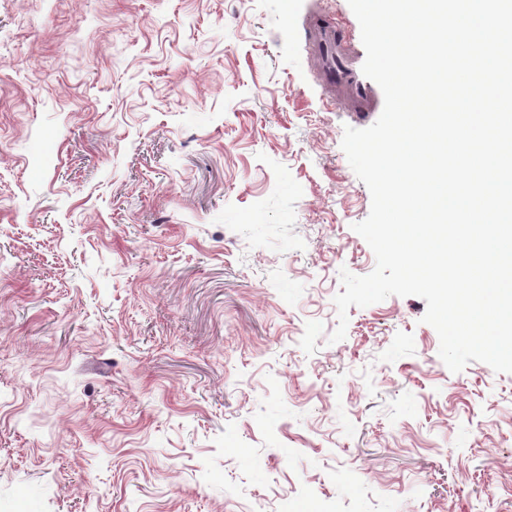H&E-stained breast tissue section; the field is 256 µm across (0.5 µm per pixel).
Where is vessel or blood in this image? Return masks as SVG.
<instances>
[{"mask_svg":"<svg viewBox=\"0 0 512 512\" xmlns=\"http://www.w3.org/2000/svg\"><path fill=\"white\" fill-rule=\"evenodd\" d=\"M307 46L322 84L351 112H372L379 108L376 88L362 72L360 53L351 52L342 27L316 19L307 30Z\"/></svg>","mask_w":512,"mask_h":512,"instance_id":"vessel-or-blood-1","label":"vessel or blood"}]
</instances>
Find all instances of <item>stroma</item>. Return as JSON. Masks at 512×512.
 Instances as JSON below:
<instances>
[{
    "label": "stroma",
    "instance_id": "obj_1",
    "mask_svg": "<svg viewBox=\"0 0 512 512\" xmlns=\"http://www.w3.org/2000/svg\"><path fill=\"white\" fill-rule=\"evenodd\" d=\"M348 0H0V512H512V374L375 255L312 70Z\"/></svg>",
    "mask_w": 512,
    "mask_h": 512
}]
</instances>
